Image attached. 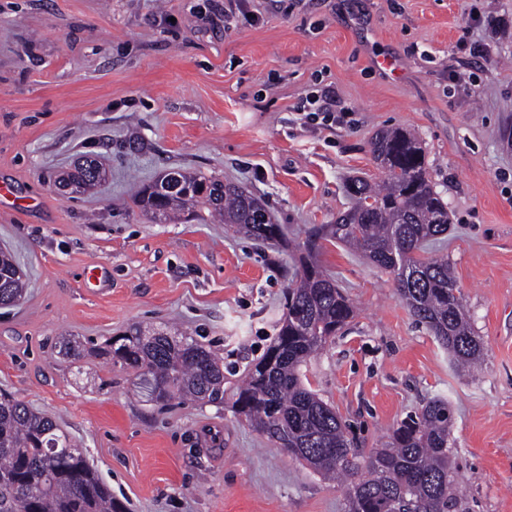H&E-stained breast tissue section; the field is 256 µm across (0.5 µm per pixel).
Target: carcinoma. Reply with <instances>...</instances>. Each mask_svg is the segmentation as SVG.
<instances>
[{
	"label": "carcinoma",
	"instance_id": "carcinoma-1",
	"mask_svg": "<svg viewBox=\"0 0 512 512\" xmlns=\"http://www.w3.org/2000/svg\"><path fill=\"white\" fill-rule=\"evenodd\" d=\"M383 178L353 177V207L322 224L306 244L275 341L233 393L232 408L251 428L304 461L314 472L345 481L348 512H453L448 402L434 399L394 428L389 441L365 454L336 412L310 391L301 367L355 315L352 303L318 262V243L331 238L360 251L394 275L397 292L454 363L466 368L483 356L448 258L427 254L448 233V204L427 174L425 152L410 131L395 128L370 142ZM105 167L86 157L58 177L83 194L105 180ZM154 224H171L202 205L209 215L258 243L283 237L263 201L243 187L197 171L169 170L135 197ZM24 273L0 250V307L24 298ZM59 354L95 355L122 369L165 405L173 399L224 402V361L187 331L135 326L104 344L63 336ZM0 512H124L80 446L47 415L0 395Z\"/></svg>",
	"mask_w": 512,
	"mask_h": 512
}]
</instances>
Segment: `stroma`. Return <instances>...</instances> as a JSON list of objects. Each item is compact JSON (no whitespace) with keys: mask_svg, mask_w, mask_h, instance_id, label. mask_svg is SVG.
<instances>
[{"mask_svg":"<svg viewBox=\"0 0 512 512\" xmlns=\"http://www.w3.org/2000/svg\"><path fill=\"white\" fill-rule=\"evenodd\" d=\"M0 0V248L27 293L0 308V391L86 448L128 512H347L322 480L242 422L231 401L161 406L105 358H61L59 337L104 342L135 325L188 331L232 390L273 343L309 231L379 177L372 135L419 138L451 222L447 256L484 359L458 371L393 278L327 240L320 263L356 317L303 380L378 448L435 398L454 419L456 512H512V0ZM329 87L350 114L303 104ZM83 155L108 175L70 196ZM195 169L260 198L282 241L225 224H153L139 185ZM99 276L86 278L88 263Z\"/></svg>","mask_w":512,"mask_h":512,"instance_id":"1","label":"stroma"}]
</instances>
